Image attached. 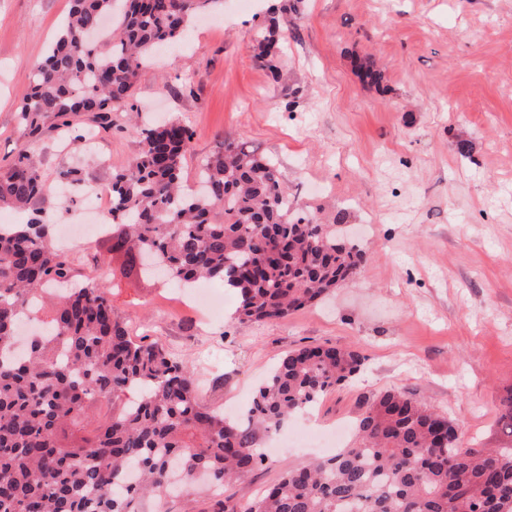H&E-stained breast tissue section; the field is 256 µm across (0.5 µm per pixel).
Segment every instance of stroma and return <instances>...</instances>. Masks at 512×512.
I'll list each match as a JSON object with an SVG mask.
<instances>
[{
  "mask_svg": "<svg viewBox=\"0 0 512 512\" xmlns=\"http://www.w3.org/2000/svg\"><path fill=\"white\" fill-rule=\"evenodd\" d=\"M268 0H220L139 73L132 103L174 117L192 132L183 179L224 141L245 140L276 157L299 202L331 222L335 210L368 260L325 300L287 318L239 323L237 295L223 282L224 312L186 303V290L121 275L107 233L63 240L88 222L89 186L108 188L139 151L128 131L98 129V150H75L54 118L28 143L50 186L55 246L98 259L95 274L134 339L188 360L200 398L233 414L270 370L302 345L350 346L361 371L291 420L311 430L354 424L364 402L405 391L458 425L461 444L502 448V404L512 395V0H300L284 16L281 79L271 82L251 41ZM70 0H0V167L21 143L18 109ZM384 72L367 84L354 64ZM190 76L183 87L182 76ZM298 89L285 111V89ZM466 151H459V144ZM81 182L62 185V169ZM309 453L281 448L229 486L253 500Z\"/></svg>",
  "mask_w": 512,
  "mask_h": 512,
  "instance_id": "obj_1",
  "label": "stroma"
}]
</instances>
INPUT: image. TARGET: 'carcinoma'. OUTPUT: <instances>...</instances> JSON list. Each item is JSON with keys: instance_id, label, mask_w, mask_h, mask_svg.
Returning a JSON list of instances; mask_svg holds the SVG:
<instances>
[{"instance_id": "1", "label": "carcinoma", "mask_w": 512, "mask_h": 512, "mask_svg": "<svg viewBox=\"0 0 512 512\" xmlns=\"http://www.w3.org/2000/svg\"><path fill=\"white\" fill-rule=\"evenodd\" d=\"M71 0L66 22L31 75L22 133L92 114L106 129H132L138 154L112 177L111 250L123 274L162 276L178 288L219 279L238 294V317L265 322L328 295L367 260L298 203L278 162L245 141L201 167V189L181 176L189 127L138 120L130 101L139 70L180 39L218 0ZM272 8L254 35L255 59L278 80L282 34ZM45 179L22 150L0 172V208L45 201ZM47 208L25 224L0 225V512H140L158 509L180 478L187 512L204 474L218 490L262 462L263 436L357 374L352 347L303 346L271 370L234 420L201 404L192 367L156 341H136L94 275L79 283L72 260L51 246ZM458 424L415 398L385 391L357 417L350 446L290 466L242 503L215 495L211 512H512V448L457 446Z\"/></svg>"}]
</instances>
